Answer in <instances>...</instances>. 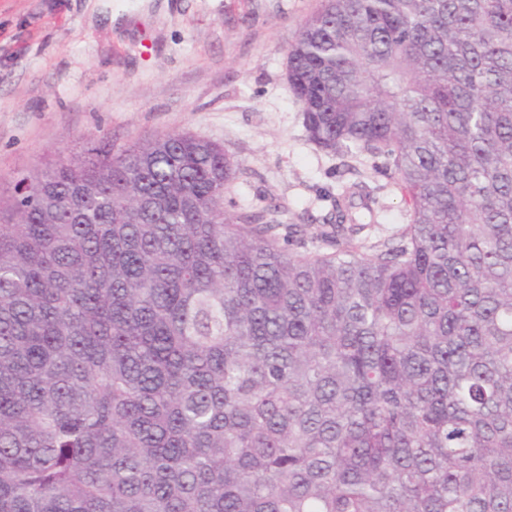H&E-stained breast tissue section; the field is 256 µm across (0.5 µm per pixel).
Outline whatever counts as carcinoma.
Returning a JSON list of instances; mask_svg holds the SVG:
<instances>
[{"mask_svg": "<svg viewBox=\"0 0 512 512\" xmlns=\"http://www.w3.org/2000/svg\"><path fill=\"white\" fill-rule=\"evenodd\" d=\"M368 187L300 253L173 132L0 202V512H512V0H324L287 49Z\"/></svg>", "mask_w": 512, "mask_h": 512, "instance_id": "obj_1", "label": "carcinoma"}]
</instances>
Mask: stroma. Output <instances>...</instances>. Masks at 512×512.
<instances>
[{"label":"stroma","instance_id":"stroma-1","mask_svg":"<svg viewBox=\"0 0 512 512\" xmlns=\"http://www.w3.org/2000/svg\"><path fill=\"white\" fill-rule=\"evenodd\" d=\"M0 0V198L16 180L105 139L170 132L223 144L242 164L225 194L242 214L280 204L322 224L343 185L374 190L371 240L407 222L396 177L309 141L286 51L322 0Z\"/></svg>","mask_w":512,"mask_h":512}]
</instances>
